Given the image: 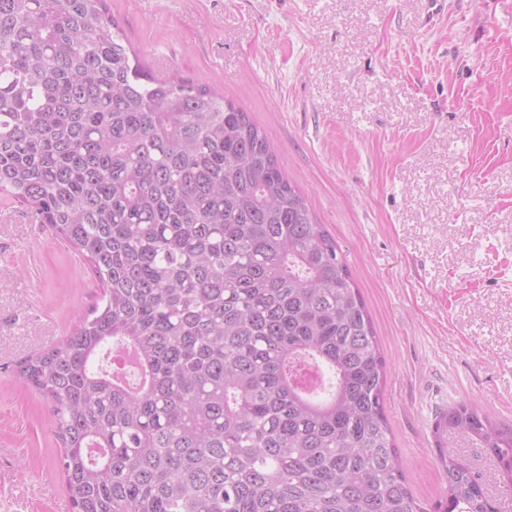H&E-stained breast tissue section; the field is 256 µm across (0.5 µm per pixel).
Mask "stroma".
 I'll list each match as a JSON object with an SVG mask.
<instances>
[{
  "label": "stroma",
  "mask_w": 512,
  "mask_h": 512,
  "mask_svg": "<svg viewBox=\"0 0 512 512\" xmlns=\"http://www.w3.org/2000/svg\"><path fill=\"white\" fill-rule=\"evenodd\" d=\"M160 78L248 112L336 240L387 363L406 481L444 497L440 449L489 484L467 401L512 428V0H107ZM100 290L86 260L0 193V512H72L62 442L17 374Z\"/></svg>",
  "instance_id": "1"
}]
</instances>
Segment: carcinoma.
Returning a JSON list of instances; mask_svg holds the SVG:
<instances>
[{
	"label": "carcinoma",
	"mask_w": 512,
	"mask_h": 512,
	"mask_svg": "<svg viewBox=\"0 0 512 512\" xmlns=\"http://www.w3.org/2000/svg\"><path fill=\"white\" fill-rule=\"evenodd\" d=\"M0 192L83 255L99 301L19 365L73 512H431L336 241L232 100L153 76L106 0H0ZM136 356L141 386L107 366ZM512 492V428L461 401ZM437 512H500L440 450Z\"/></svg>",
	"instance_id": "1"
}]
</instances>
